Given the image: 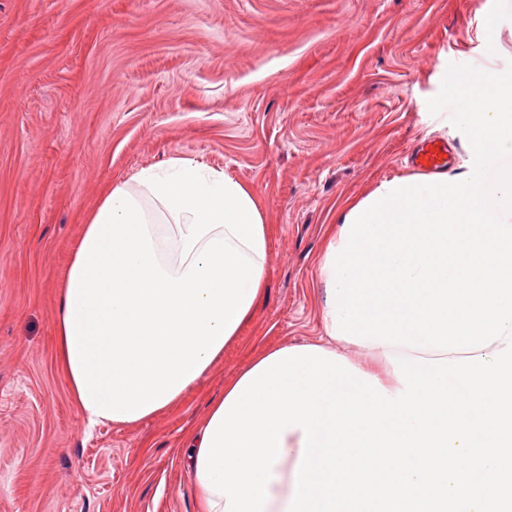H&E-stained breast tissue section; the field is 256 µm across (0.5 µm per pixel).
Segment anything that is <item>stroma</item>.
<instances>
[{
  "label": "stroma",
  "instance_id": "stroma-1",
  "mask_svg": "<svg viewBox=\"0 0 512 512\" xmlns=\"http://www.w3.org/2000/svg\"><path fill=\"white\" fill-rule=\"evenodd\" d=\"M512 72V0H0V512H204L183 439L267 351L322 342L339 217L446 141L460 75ZM247 186L266 290L173 407L87 430L57 357L59 285L113 182L170 159Z\"/></svg>",
  "mask_w": 512,
  "mask_h": 512
}]
</instances>
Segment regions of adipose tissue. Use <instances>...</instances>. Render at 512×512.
<instances>
[{
	"instance_id": "ef3b65f1",
	"label": "adipose tissue",
	"mask_w": 512,
	"mask_h": 512,
	"mask_svg": "<svg viewBox=\"0 0 512 512\" xmlns=\"http://www.w3.org/2000/svg\"><path fill=\"white\" fill-rule=\"evenodd\" d=\"M469 150L512 139V73L457 78ZM495 193L507 218L486 204ZM268 237L254 194L173 159L116 182L84 226L56 328L88 426L134 424L176 403L249 320ZM327 336L377 360L493 356L512 332V165L382 181L340 217L319 262ZM301 429L288 430L265 512H285Z\"/></svg>"
}]
</instances>
